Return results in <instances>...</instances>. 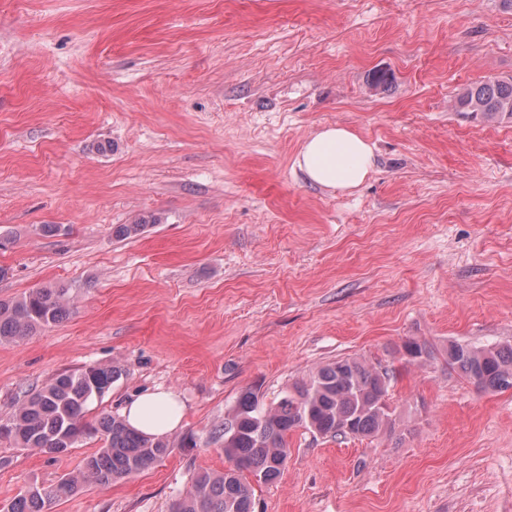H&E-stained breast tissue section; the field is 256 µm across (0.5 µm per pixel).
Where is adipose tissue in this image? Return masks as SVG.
Listing matches in <instances>:
<instances>
[{"label": "adipose tissue", "mask_w": 512, "mask_h": 512, "mask_svg": "<svg viewBox=\"0 0 512 512\" xmlns=\"http://www.w3.org/2000/svg\"><path fill=\"white\" fill-rule=\"evenodd\" d=\"M294 166L313 184L351 191L373 172L374 146L348 127L327 126L303 141ZM122 418L139 433L163 438L180 427L183 407L173 391H147L123 407Z\"/></svg>", "instance_id": "1"}]
</instances>
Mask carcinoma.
I'll use <instances>...</instances> for the list:
<instances>
[{
  "label": "carcinoma",
  "mask_w": 512,
  "mask_h": 512,
  "mask_svg": "<svg viewBox=\"0 0 512 512\" xmlns=\"http://www.w3.org/2000/svg\"><path fill=\"white\" fill-rule=\"evenodd\" d=\"M455 109L488 121L512 118V81L490 79L469 85L458 94ZM69 291L64 285H49L0 300V344L18 342L66 318ZM446 363L485 392H505L512 384V345L450 342ZM119 375L114 366L60 373L0 424L1 439L51 458L92 432L104 440L84 458L79 475L63 477L49 487L30 486L11 501L8 512H46L52 503L75 495L86 481L109 485L168 455L167 441L144 436L116 417L85 421L88 401L107 392ZM392 378L387 369L343 357L294 382L273 407L264 406L255 391H242L216 436L224 440L229 466L220 474L193 475L190 489L175 500L172 512H255V487L281 475L288 459V435L297 430L323 439H364L393 431L388 404Z\"/></svg>",
  "instance_id": "obj_1"
}]
</instances>
